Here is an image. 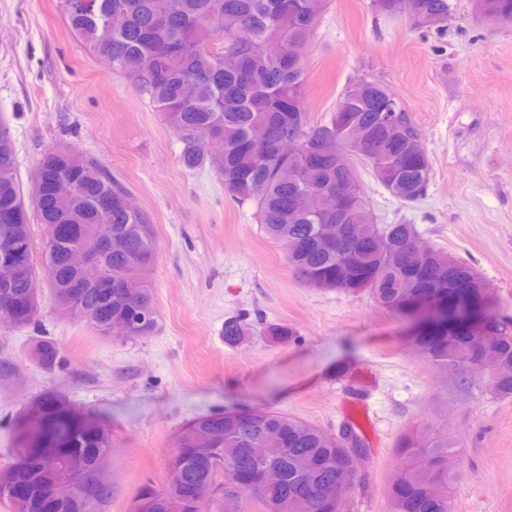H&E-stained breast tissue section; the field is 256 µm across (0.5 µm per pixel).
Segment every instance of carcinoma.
<instances>
[{
	"mask_svg": "<svg viewBox=\"0 0 512 512\" xmlns=\"http://www.w3.org/2000/svg\"><path fill=\"white\" fill-rule=\"evenodd\" d=\"M423 32L440 33L453 10L450 0H414ZM82 0H60L71 32L95 52L105 51L112 66L131 77L148 95L184 145L188 169L210 167L224 189L240 202L256 206L265 234L280 244L288 267L309 288L365 292L381 308L421 326L413 341L435 366L470 365V336H487L479 357L494 394L512 398V326L489 325L480 313L487 284L464 261L434 247L415 254L413 224H378L361 193L356 162L371 166L376 179L404 203L419 200L431 176L419 129L400 98L374 82L347 86L328 120L309 122L304 105L303 54L326 0H96L92 11ZM479 13L512 15V0H475ZM223 15L220 29L210 18ZM278 41L282 52L269 54ZM390 99L397 111L384 121L380 103ZM221 137L219 158L196 146L201 137ZM299 143L282 155L276 144ZM34 178L53 182L49 192L32 186L25 194L18 178L15 142L0 122V212L9 210L15 241L31 253L28 268L0 278V308L14 307L13 328H35L40 314V284L56 297L61 316L80 321L102 336L112 322L128 324L125 338L154 333L157 313L150 281L131 274L137 264L154 266L157 243L150 216L125 207L127 188L95 158L76 151L44 152ZM300 197L301 209L285 202ZM45 236L41 261L33 256L30 214ZM98 224L112 225L126 247L102 255L95 270L77 271L67 250L87 244ZM55 269L45 281L44 270ZM78 291L70 307L65 298ZM263 335L286 343L294 331L285 324H265ZM251 335L241 316L224 321V343L238 345ZM33 355L46 368L59 363L54 342L39 337ZM58 398L48 396L36 419L22 431L21 445L30 459L0 466V503L9 512H103L111 484L94 482V465L112 453V434L59 413ZM332 439L318 426L272 407L253 409L247 418L231 410L199 415L173 436L166 468L174 481L142 485L132 512H165V501L187 486L199 490L189 512H246L233 499L226 481L256 476L268 467L281 481L263 485L251 499L258 512H344L359 473L356 457L365 453L351 426ZM277 441L265 457L252 456L263 435ZM194 448H212L215 462L199 467ZM448 438L417 428L398 441L400 468L387 490L391 512H452L448 486L455 460ZM433 473L440 493L427 492Z\"/></svg>",
	"mask_w": 512,
	"mask_h": 512,
	"instance_id": "carcinoma-1",
	"label": "carcinoma"
}]
</instances>
